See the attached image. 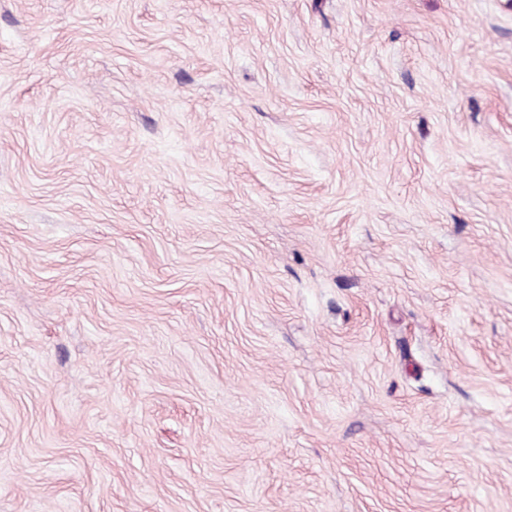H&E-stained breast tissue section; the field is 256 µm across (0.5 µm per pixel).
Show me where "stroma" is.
I'll use <instances>...</instances> for the list:
<instances>
[{
    "label": "stroma",
    "instance_id": "35a3bbf8",
    "mask_svg": "<svg viewBox=\"0 0 512 512\" xmlns=\"http://www.w3.org/2000/svg\"><path fill=\"white\" fill-rule=\"evenodd\" d=\"M0 512H512V0H0Z\"/></svg>",
    "mask_w": 512,
    "mask_h": 512
}]
</instances>
